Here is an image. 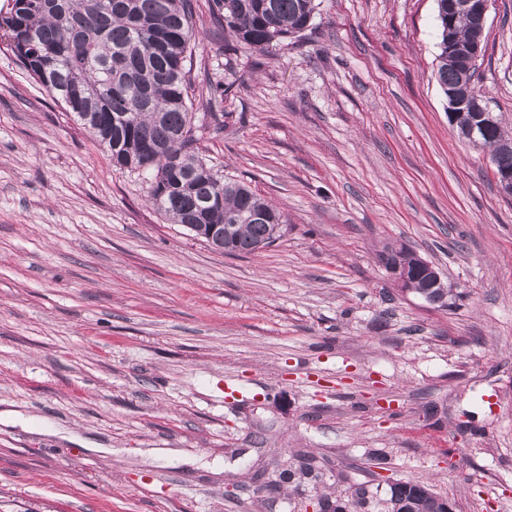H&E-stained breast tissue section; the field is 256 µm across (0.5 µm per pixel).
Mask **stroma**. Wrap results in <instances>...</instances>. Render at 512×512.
Masks as SVG:
<instances>
[{
    "instance_id": "obj_1",
    "label": "stroma",
    "mask_w": 512,
    "mask_h": 512,
    "mask_svg": "<svg viewBox=\"0 0 512 512\" xmlns=\"http://www.w3.org/2000/svg\"><path fill=\"white\" fill-rule=\"evenodd\" d=\"M191 3L202 154L288 232L236 257L169 223L0 42V412L26 418L0 423V512H306L357 487L386 512L396 482L512 512V196L448 122L435 0H322L262 52ZM475 86L512 132V0ZM390 242L455 305L401 293ZM300 453L313 474L281 481Z\"/></svg>"
}]
</instances>
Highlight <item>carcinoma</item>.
Listing matches in <instances>:
<instances>
[{"mask_svg":"<svg viewBox=\"0 0 512 512\" xmlns=\"http://www.w3.org/2000/svg\"><path fill=\"white\" fill-rule=\"evenodd\" d=\"M0 11V40L53 98L64 102L112 156L114 166L148 176V200L173 224H221L227 253L252 254L283 235L287 217L247 183L205 165L189 136L187 53L201 41L189 0H11ZM318 0H211L213 20L240 45L263 51L298 36ZM437 81L443 95L473 93L477 67L462 81L448 53L475 37L469 15L448 24L436 0ZM424 485L390 486L389 512H443ZM325 512H362L366 492L318 501Z\"/></svg>","mask_w":512,"mask_h":512,"instance_id":"cac0c4a2","label":"carcinoma"}]
</instances>
